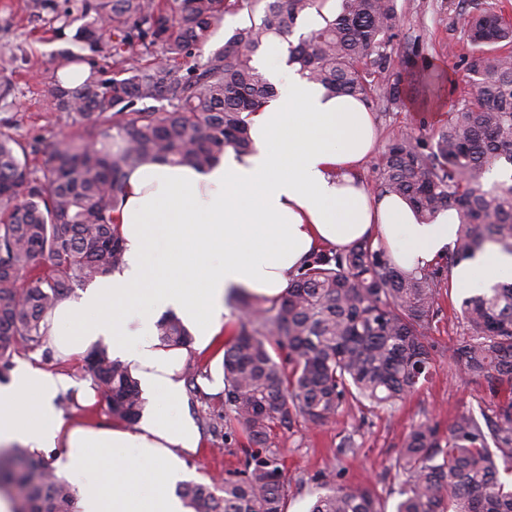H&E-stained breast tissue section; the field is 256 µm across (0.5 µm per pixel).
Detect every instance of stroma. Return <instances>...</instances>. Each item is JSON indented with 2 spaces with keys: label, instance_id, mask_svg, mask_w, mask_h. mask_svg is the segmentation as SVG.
I'll return each instance as SVG.
<instances>
[{
  "label": "stroma",
  "instance_id": "obj_1",
  "mask_svg": "<svg viewBox=\"0 0 512 512\" xmlns=\"http://www.w3.org/2000/svg\"><path fill=\"white\" fill-rule=\"evenodd\" d=\"M400 23L391 46L393 59L409 52L422 54L432 64L424 76L412 77L408 96L401 105L375 108L379 137L377 151H384L401 130L429 132L447 122L454 101L471 90L467 65L469 53L461 17L492 10L512 20V0H397ZM67 35L33 18L26 0H0V55L8 60L0 69V83L10 82L15 96L10 108L0 109V129L9 130L27 149L30 166L43 168L49 147L62 134H78L80 126L62 112L50 111L43 88L56 76L55 58L66 47ZM464 288H453L440 301L441 310L429 333L434 369L428 381L390 411H353L342 414L338 424L310 429L299 425L278 434L274 440L288 487L286 512H307L318 482L334 476L343 486L373 487L386 508H393L399 478L393 466L403 433L412 423L428 417L447 430L457 414L473 410L493 418L494 406L487 386L462 378L448 370V357L463 334L460 304ZM208 380L201 388L205 403L183 401L180 411L196 425L200 449L187 460V478L206 482L242 469V444L225 442L220 432L224 413L220 394L224 389L221 362L200 359ZM353 435L357 448L348 455L337 446L345 435Z\"/></svg>",
  "mask_w": 512,
  "mask_h": 512
}]
</instances>
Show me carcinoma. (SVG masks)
Instances as JSON below:
<instances>
[{
	"mask_svg": "<svg viewBox=\"0 0 512 512\" xmlns=\"http://www.w3.org/2000/svg\"><path fill=\"white\" fill-rule=\"evenodd\" d=\"M27 0L29 12L61 28L83 23L58 52L57 69L85 65L73 88L55 77L44 89L51 108L78 121L61 135L46 168L32 169L26 147L0 130V380L14 355L45 343V321L76 287L123 264L112 212L124 198L126 170L146 160L207 168L231 149L250 152L248 116L275 96L253 65L270 41L288 42L286 64L326 95L349 94L367 106L398 105L407 76L427 61L391 67L397 0ZM322 24L289 41L297 21ZM244 13L221 45L212 44L226 13ZM472 92L428 135L402 132L378 159L379 194L406 200L430 222L456 211L451 252L403 270L369 241L323 249L289 278L275 302L234 300L237 333L224 344V439H246L243 477L187 482L190 512H285L287 489L272 436L298 419L310 428L337 421L352 406L392 408L432 372L428 342L452 270L495 245L512 253V184L486 189L481 174L512 166V23L484 11L467 16ZM112 60L113 69L103 65ZM464 333L450 365L485 380L498 422L486 434L473 413L443 435L425 417L403 436L395 512H512V282L462 299ZM161 341L191 336L175 316L157 323ZM84 371L108 413L129 424L145 401L128 367L98 343ZM189 393L203 394L208 371L186 365ZM0 495L13 512H78L75 488L44 456L14 448L0 454ZM309 512H385L370 486L344 487L326 476Z\"/></svg>",
	"mask_w": 512,
	"mask_h": 512,
	"instance_id": "carcinoma-1",
	"label": "carcinoma"
}]
</instances>
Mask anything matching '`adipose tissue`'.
<instances>
[{
    "label": "adipose tissue",
    "instance_id": "adipose-tissue-1",
    "mask_svg": "<svg viewBox=\"0 0 512 512\" xmlns=\"http://www.w3.org/2000/svg\"><path fill=\"white\" fill-rule=\"evenodd\" d=\"M278 95L250 117L253 152H226L212 167L154 160L128 169L115 214L124 263L55 307L47 337L64 355L94 343L126 363L151 404L133 427L65 424L56 407L69 376L24 361L0 385V446L38 452L65 444L58 472L77 489L81 512H188L175 494L199 434L175 410L184 399L177 373L187 358L157 337L163 314L177 316L192 349L219 348L227 302L237 291L273 300L322 248L370 239L397 266L444 256L458 219L449 210L419 222L403 199L373 197L357 178L376 132L367 106L322 88L283 65L278 51L259 63ZM458 287L512 280V255L491 247L453 270ZM134 449L150 469L135 476L116 449Z\"/></svg>",
    "mask_w": 512,
    "mask_h": 512
}]
</instances>
